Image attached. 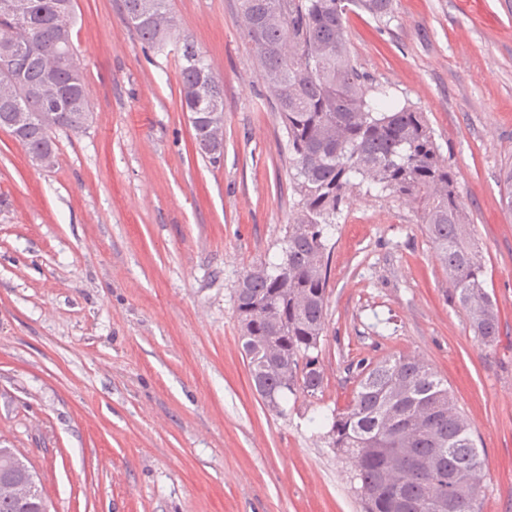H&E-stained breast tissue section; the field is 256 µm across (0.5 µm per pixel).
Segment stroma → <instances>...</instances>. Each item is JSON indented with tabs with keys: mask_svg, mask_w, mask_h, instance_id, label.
<instances>
[{
	"mask_svg": "<svg viewBox=\"0 0 512 512\" xmlns=\"http://www.w3.org/2000/svg\"><path fill=\"white\" fill-rule=\"evenodd\" d=\"M163 49L118 0H75L92 118L34 168L0 131V448L50 512H361L309 417L342 410L349 364L424 358L484 451L482 512H512V0H395L348 13L354 62L425 113L454 170L497 301L481 346L416 205L354 189L331 241L324 384L270 410L242 355L234 288L277 261L294 202L287 136L240 30V0H171ZM192 41L224 85V155L180 106Z\"/></svg>",
	"mask_w": 512,
	"mask_h": 512,
	"instance_id": "obj_1",
	"label": "stroma"
}]
</instances>
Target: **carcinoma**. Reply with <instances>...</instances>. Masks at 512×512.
<instances>
[{"mask_svg":"<svg viewBox=\"0 0 512 512\" xmlns=\"http://www.w3.org/2000/svg\"><path fill=\"white\" fill-rule=\"evenodd\" d=\"M21 16L0 11V45L25 39V50L0 59V126L32 119L16 138L54 166L48 133H79L91 103L76 62L75 0H15ZM142 44L160 48L174 27L169 0H121ZM357 8L382 22L394 0H241L244 36L288 140L294 215L278 263L260 262L234 289L240 340L256 391L281 411L288 395L322 391L320 363L327 319L329 242L336 216L353 190L389 192L417 205L455 303L486 348L500 333L496 301L462 201L423 112L397 107L386 89L371 88L349 50L345 16ZM181 104L197 149L217 163L224 154V86L204 55L184 42ZM350 405L326 416L324 434L349 467L364 512H435L441 484L453 483L457 512H480L487 469L467 416L444 381L415 354L355 365ZM436 458L434 474L421 462ZM28 472L0 456V480Z\"/></svg>","mask_w":512,"mask_h":512,"instance_id":"obj_1","label":"carcinoma"}]
</instances>
